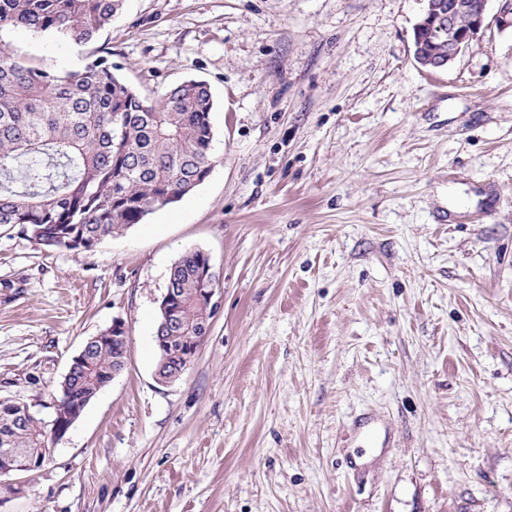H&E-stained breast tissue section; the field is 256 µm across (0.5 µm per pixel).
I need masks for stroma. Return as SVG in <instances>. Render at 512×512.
I'll return each mask as SVG.
<instances>
[{
	"label": "stroma",
	"mask_w": 512,
	"mask_h": 512,
	"mask_svg": "<svg viewBox=\"0 0 512 512\" xmlns=\"http://www.w3.org/2000/svg\"><path fill=\"white\" fill-rule=\"evenodd\" d=\"M423 0H125L93 42L0 50L60 74L111 55L147 100L206 81L212 169L88 251L0 226V399L51 419L86 339L124 369L0 512H512V31L413 56ZM447 222H440V215ZM220 308L154 378L185 252ZM379 420L372 461L360 415Z\"/></svg>",
	"instance_id": "stroma-1"
}]
</instances>
